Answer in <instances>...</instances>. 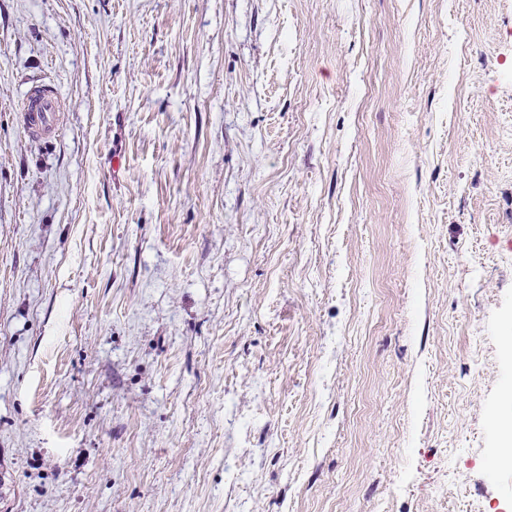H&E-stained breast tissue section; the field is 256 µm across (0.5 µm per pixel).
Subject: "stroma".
Segmentation results:
<instances>
[{
    "mask_svg": "<svg viewBox=\"0 0 512 512\" xmlns=\"http://www.w3.org/2000/svg\"><path fill=\"white\" fill-rule=\"evenodd\" d=\"M511 331L512 0H0V512H512ZM63 112L62 101L54 88L47 85L32 86L26 91L20 108L22 128L33 138L56 136L64 126Z\"/></svg>",
    "mask_w": 512,
    "mask_h": 512,
    "instance_id": "obj_1",
    "label": "stroma"
}]
</instances>
